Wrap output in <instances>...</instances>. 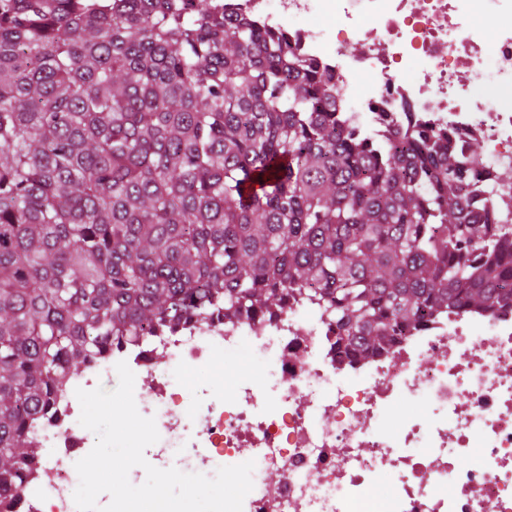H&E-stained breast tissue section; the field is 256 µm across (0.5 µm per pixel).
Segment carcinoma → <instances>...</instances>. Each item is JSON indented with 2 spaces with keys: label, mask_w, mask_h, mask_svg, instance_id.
Returning a JSON list of instances; mask_svg holds the SVG:
<instances>
[{
  "label": "carcinoma",
  "mask_w": 512,
  "mask_h": 512,
  "mask_svg": "<svg viewBox=\"0 0 512 512\" xmlns=\"http://www.w3.org/2000/svg\"><path fill=\"white\" fill-rule=\"evenodd\" d=\"M333 76L214 0H0V491L90 360L295 311L366 358L512 301V229L451 135H365Z\"/></svg>",
  "instance_id": "cac0c4a2"
}]
</instances>
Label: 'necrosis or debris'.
<instances>
[{"label": "necrosis or debris", "instance_id": "1", "mask_svg": "<svg viewBox=\"0 0 512 512\" xmlns=\"http://www.w3.org/2000/svg\"><path fill=\"white\" fill-rule=\"evenodd\" d=\"M224 11L287 27L296 54L334 75L337 110L370 134L429 124L452 129L458 152L482 142L478 187L512 225V183L497 177L512 168V0H225ZM329 13L331 34L285 24ZM245 350L261 375L225 388L216 354ZM121 361L156 422L155 460L204 475L254 461L243 512H512L511 304L449 311L360 360L303 309L155 327L69 379L37 432L46 456L0 512H77L75 464L93 442L75 391Z\"/></svg>", "mask_w": 512, "mask_h": 512}]
</instances>
